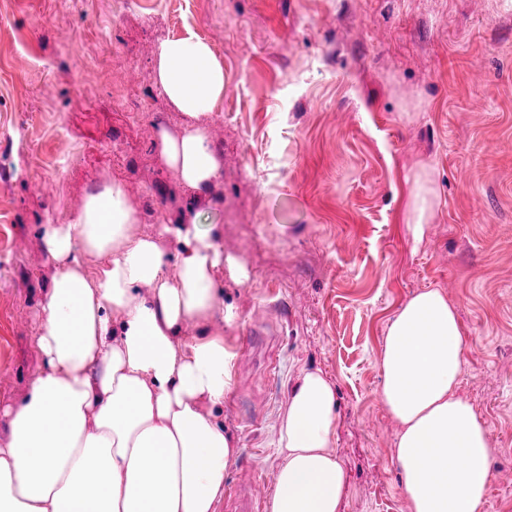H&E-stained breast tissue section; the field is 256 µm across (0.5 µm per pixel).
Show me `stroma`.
<instances>
[{"label": "stroma", "mask_w": 512, "mask_h": 512, "mask_svg": "<svg viewBox=\"0 0 512 512\" xmlns=\"http://www.w3.org/2000/svg\"><path fill=\"white\" fill-rule=\"evenodd\" d=\"M189 33L224 66L205 119L222 178L199 222L218 231L236 313L207 325L237 354L225 492L246 478L272 492L288 395L317 368L336 387L342 512H409L381 357L402 304L437 288L466 342L458 392L495 448L480 512H512V0H0V403L41 366L54 265L34 225L65 223L113 181L135 232L181 215L188 192L158 133L183 115L152 52Z\"/></svg>", "instance_id": "obj_1"}]
</instances>
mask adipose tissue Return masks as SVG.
<instances>
[{"instance_id": "obj_1", "label": "adipose tissue", "mask_w": 512, "mask_h": 512, "mask_svg": "<svg viewBox=\"0 0 512 512\" xmlns=\"http://www.w3.org/2000/svg\"><path fill=\"white\" fill-rule=\"evenodd\" d=\"M154 66L187 118L180 134L159 133L190 191L186 209L135 235L115 182L66 223L35 225L56 273L34 338L42 368L20 404L0 409L10 425L0 512H216L224 497L239 449L219 415L236 353L206 330L224 309V252L199 224L221 178L202 119L224 94V67L193 34L159 41ZM163 239L177 246L172 278ZM87 254L101 259L91 274ZM465 349L457 311L435 288L412 295L388 327L379 395L400 426L394 462L411 512H479L492 479L490 431L458 393ZM339 422L332 381L303 371L280 420L269 512H341Z\"/></svg>"}]
</instances>
